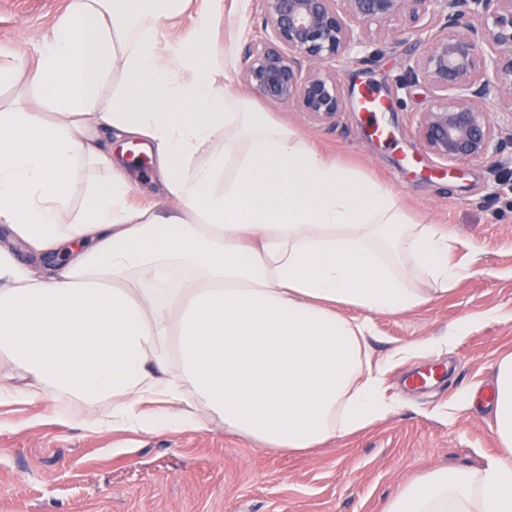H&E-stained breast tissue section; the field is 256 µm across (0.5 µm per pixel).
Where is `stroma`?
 <instances>
[{
	"mask_svg": "<svg viewBox=\"0 0 512 512\" xmlns=\"http://www.w3.org/2000/svg\"><path fill=\"white\" fill-rule=\"evenodd\" d=\"M68 0H0V49L33 52ZM266 32L259 0H223L215 48L228 55L229 86L325 156L391 188L411 218L438 224L482 246L476 262L452 254L461 278L445 294L400 314L369 320L372 362L386 365L395 410L355 435L320 448L265 454L219 426L159 435L97 430L104 405H71L57 417L53 401L0 403V512H383L400 488L437 465H479L498 443L485 392L493 366L512 352V151L482 162L448 164L425 152L417 135L435 93L407 71L415 39L356 45L323 62L346 93L335 122L322 123L297 104L268 102L242 76L246 47ZM386 105L376 119L358 108L363 88ZM378 123L386 137L373 135ZM471 325L451 348L395 360L397 350L440 336L457 320ZM440 365L446 375L419 388L414 374ZM464 394L475 403L455 423L443 413Z\"/></svg>",
	"mask_w": 512,
	"mask_h": 512,
	"instance_id": "35a3bbf8",
	"label": "stroma"
}]
</instances>
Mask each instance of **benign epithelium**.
<instances>
[{
    "label": "benign epithelium",
    "mask_w": 512,
    "mask_h": 512,
    "mask_svg": "<svg viewBox=\"0 0 512 512\" xmlns=\"http://www.w3.org/2000/svg\"><path fill=\"white\" fill-rule=\"evenodd\" d=\"M260 2L267 35L248 45L243 80L266 100L295 102L319 122L333 120L345 108L344 89L318 63L344 55L364 35L385 38L380 25L402 21L408 34L428 32L410 72L439 92L418 127L424 149L443 161L469 163L512 145L491 117L512 113V0ZM434 2L445 12L437 29L426 20ZM470 17L478 25L465 23Z\"/></svg>",
    "instance_id": "7a95c632"
}]
</instances>
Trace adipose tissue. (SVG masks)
Listing matches in <instances>:
<instances>
[{"mask_svg":"<svg viewBox=\"0 0 512 512\" xmlns=\"http://www.w3.org/2000/svg\"><path fill=\"white\" fill-rule=\"evenodd\" d=\"M189 2L69 0L34 54L0 63L31 99L0 106V224L67 257L35 271L0 246V400L108 398L101 429L216 424L266 453L318 448L393 409L368 323L339 306L416 309L411 278L448 292L450 255L481 248L412 223L388 187L220 92L222 0L161 55ZM105 129L154 155L161 204L130 206ZM80 160L106 175L78 211ZM491 416L496 453L426 472L385 512H512V354L494 365Z\"/></svg>","mask_w":512,"mask_h":512,"instance_id":"obj_1","label":"adipose tissue"}]
</instances>
